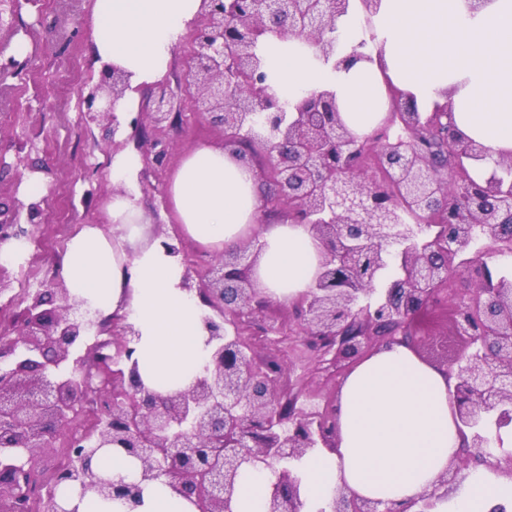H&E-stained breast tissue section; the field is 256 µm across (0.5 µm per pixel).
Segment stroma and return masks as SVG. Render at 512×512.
<instances>
[{
	"label": "stroma",
	"mask_w": 512,
	"mask_h": 512,
	"mask_svg": "<svg viewBox=\"0 0 512 512\" xmlns=\"http://www.w3.org/2000/svg\"><path fill=\"white\" fill-rule=\"evenodd\" d=\"M94 0H20L15 27L0 31V43H25L26 65L0 75V195L26 201L29 181L44 186L38 233L27 242L23 263L6 266L8 294L36 291L52 278L64 258L65 241L85 224L109 226L106 205L112 195L111 150L103 127L84 126L79 93L97 81L101 64L89 37ZM78 67L79 78L61 86L59 77ZM191 39L183 37L172 53L166 75L186 96L183 119L166 132L170 152L165 164L147 169L140 198L150 233L171 232L174 217L168 201L172 174L198 144L220 145L221 128L199 116L191 96ZM252 337L260 356L274 358L286 371L281 388H292L300 406L324 409L335 403L339 377L327 376L310 357L290 307L268 302L254 316Z\"/></svg>",
	"instance_id": "35a3bbf8"
}]
</instances>
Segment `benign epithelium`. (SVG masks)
Listing matches in <instances>:
<instances>
[{
  "label": "benign epithelium",
  "mask_w": 512,
  "mask_h": 512,
  "mask_svg": "<svg viewBox=\"0 0 512 512\" xmlns=\"http://www.w3.org/2000/svg\"><path fill=\"white\" fill-rule=\"evenodd\" d=\"M250 7L224 11V0H203L204 23L193 32L195 101L209 121L224 129V145L255 163L253 146L265 149L268 163L258 166L267 191L263 206L288 205L321 242L322 270L310 290L293 304L304 345L317 361L339 375L381 346L403 343L414 349L431 313H451L454 332L431 336L430 349L454 379L451 409L465 428L460 455L432 489L404 508L338 495L330 512H436L447 501L448 483L462 479L471 465H485L512 476V453L494 458L500 431L512 427V279L489 283V259L512 249V179L488 178L462 208L443 238L429 237L421 224H402L398 205L380 201L365 173L336 166V147L356 145L389 168L400 201L424 209L448 207L449 169L423 151L419 131L447 115L437 107L424 116L410 101L388 113L392 137L357 141L347 130L333 94L312 92L295 112H273L279 99L271 91L260 39L268 32L303 38L327 61L336 55V22L351 0H249ZM131 75L102 65L99 79L81 88L80 106L90 124L106 121L112 136L124 128L137 133L149 125L172 129L181 119L182 95L169 84L152 85L145 106L119 120L116 104L130 87ZM455 160L485 157L486 149L457 133L448 140ZM167 143L156 139L143 153L145 166L159 167ZM41 202L24 204L0 196V245L32 237ZM252 241L219 254L194 276L185 268L182 285L196 291L216 312L204 317L213 345L204 372L187 390L161 395L145 389L133 359L132 325L114 316L105 326L98 315L81 311L63 277L25 294L14 323L0 328V512H28L29 496L41 488L34 464L45 449L64 437L74 461L70 486L88 494L140 502L142 484L163 480L198 512H232L241 472L297 460L320 446L336 445L335 408H292L296 396L278 389V376L246 342L237 324L268 303L254 287L251 270L257 254ZM375 255L377 269L393 262L398 273L380 284L331 287L336 268L352 267L360 255ZM466 279L467 291L448 304V281ZM90 398L100 405V423L90 437L74 426V409ZM102 448H121L139 465L132 480L103 477L92 468ZM298 481L277 469V483L266 512H300Z\"/></svg>",
  "instance_id": "7a95c632"
}]
</instances>
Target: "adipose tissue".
Returning <instances> with one entry per match:
<instances>
[{
  "label": "adipose tissue",
  "mask_w": 512,
  "mask_h": 512,
  "mask_svg": "<svg viewBox=\"0 0 512 512\" xmlns=\"http://www.w3.org/2000/svg\"><path fill=\"white\" fill-rule=\"evenodd\" d=\"M201 14V0H95V52L132 75L118 112L135 108L139 87L164 77L173 47ZM336 39L350 58L339 69L292 35L262 37L258 49L281 101L292 105L332 90L349 131L363 139L388 109L389 81L419 107L449 102L451 123L487 150L471 171L476 180L512 152V0H489L478 12L469 11L466 0H381L373 16L358 8L343 17ZM141 167L138 155H113L111 180L122 190L107 205L112 228L88 224L71 236L62 276L82 307L134 326L139 377L148 390L166 395L192 385L210 348L205 308L182 287L181 259L148 239L139 222ZM168 200L181 233L210 251L257 238L253 281L269 299L288 306L313 285L322 261L319 240L303 224L260 227L261 184L232 147L197 146L175 173ZM452 385L443 370L403 344L356 364L336 400V450L318 448L291 465L303 512H323L341 492L401 507L432 488L462 445L449 403ZM276 481L269 469L242 471L233 512H265ZM57 501L65 512H195L161 480L145 485L133 506L72 489ZM511 503L512 480L480 466L466 471L452 512H490Z\"/></svg>",
  "instance_id": "obj_1"
}]
</instances>
